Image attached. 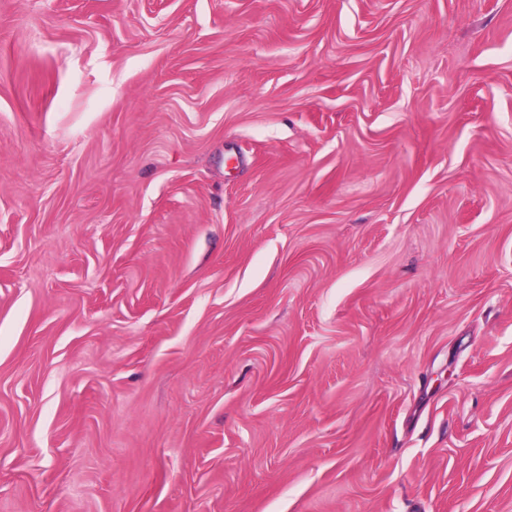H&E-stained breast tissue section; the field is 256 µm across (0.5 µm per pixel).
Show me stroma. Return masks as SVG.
<instances>
[{"label":"stroma","mask_w":512,"mask_h":512,"mask_svg":"<svg viewBox=\"0 0 512 512\" xmlns=\"http://www.w3.org/2000/svg\"><path fill=\"white\" fill-rule=\"evenodd\" d=\"M0 512H512V0H0Z\"/></svg>","instance_id":"obj_1"}]
</instances>
